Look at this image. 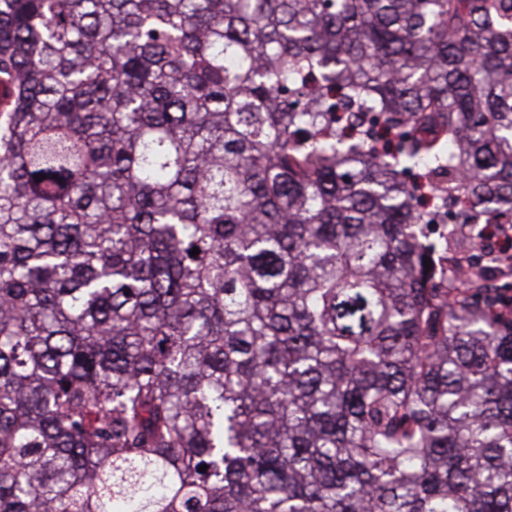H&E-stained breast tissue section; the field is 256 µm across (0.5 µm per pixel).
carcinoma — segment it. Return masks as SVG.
<instances>
[{
  "label": "carcinoma",
  "mask_w": 512,
  "mask_h": 512,
  "mask_svg": "<svg viewBox=\"0 0 512 512\" xmlns=\"http://www.w3.org/2000/svg\"><path fill=\"white\" fill-rule=\"evenodd\" d=\"M486 211L512 0H0V512H512Z\"/></svg>",
  "instance_id": "1"
}]
</instances>
